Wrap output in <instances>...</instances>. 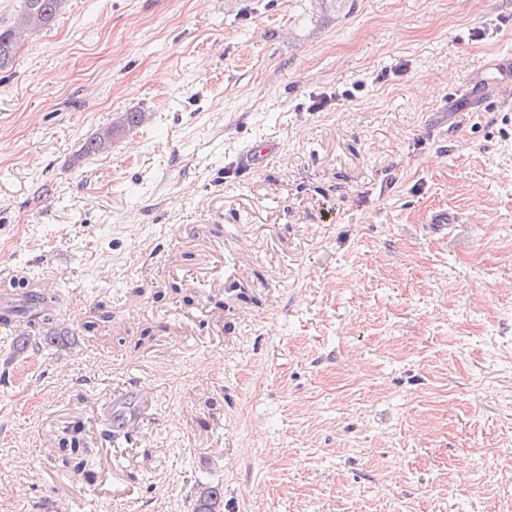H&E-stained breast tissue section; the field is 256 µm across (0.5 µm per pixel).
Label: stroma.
I'll return each instance as SVG.
<instances>
[{
  "label": "stroma",
  "mask_w": 512,
  "mask_h": 512,
  "mask_svg": "<svg viewBox=\"0 0 512 512\" xmlns=\"http://www.w3.org/2000/svg\"><path fill=\"white\" fill-rule=\"evenodd\" d=\"M506 80L512 0H68L0 73V512H512ZM145 119V113L140 110L128 111L119 116L111 126L106 127L94 136L87 139L82 145L83 156L98 155L112 147V140L126 131L140 126Z\"/></svg>",
  "instance_id": "stroma-1"
}]
</instances>
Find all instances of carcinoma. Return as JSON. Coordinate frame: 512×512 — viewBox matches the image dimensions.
<instances>
[{"instance_id": "obj_1", "label": "carcinoma", "mask_w": 512, "mask_h": 512, "mask_svg": "<svg viewBox=\"0 0 512 512\" xmlns=\"http://www.w3.org/2000/svg\"><path fill=\"white\" fill-rule=\"evenodd\" d=\"M65 7V0H24L21 16L12 25L0 27V72L11 70L25 36L50 27ZM145 113L134 110L123 113L111 126L95 133L82 145L84 156L98 155L112 147V140L122 133L140 126ZM222 492L211 487L197 500L194 512H223L220 508Z\"/></svg>"}]
</instances>
